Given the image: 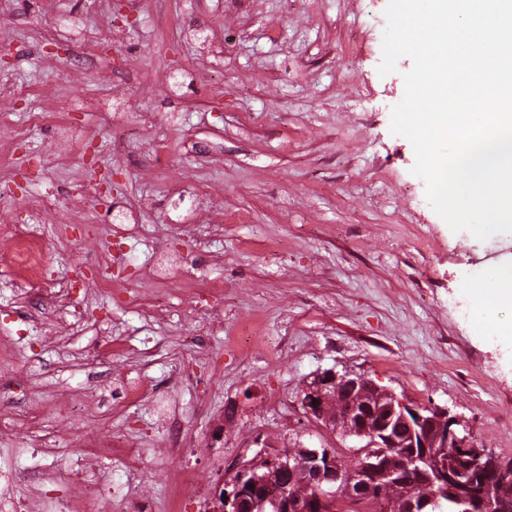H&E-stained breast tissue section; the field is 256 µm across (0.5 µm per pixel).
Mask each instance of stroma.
<instances>
[{
    "instance_id": "35a3bbf8",
    "label": "stroma",
    "mask_w": 512,
    "mask_h": 512,
    "mask_svg": "<svg viewBox=\"0 0 512 512\" xmlns=\"http://www.w3.org/2000/svg\"><path fill=\"white\" fill-rule=\"evenodd\" d=\"M113 3L0 0V221L43 201L56 248L32 284L0 248L11 495L32 512L69 497L71 398L115 438L86 449L104 497L153 512H214L217 470L262 447L324 444L354 468L302 404L329 369L447 409L511 462L512 308L465 282L512 258V235L452 232L412 174L390 130L412 61L378 73L384 0H128L124 23ZM164 404L194 483L169 478Z\"/></svg>"
}]
</instances>
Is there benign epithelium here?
<instances>
[{"label": "benign epithelium", "instance_id": "7a95c632", "mask_svg": "<svg viewBox=\"0 0 512 512\" xmlns=\"http://www.w3.org/2000/svg\"><path fill=\"white\" fill-rule=\"evenodd\" d=\"M333 387L336 391L332 393V398L336 399L337 407L343 408V413L331 419L327 414L331 401L324 400V395ZM350 391L385 405V417L371 428L367 407L360 408L352 403L342 407V399ZM302 403L310 416L330 427L336 426L346 436L365 441L360 449L363 458L359 469L349 477L347 488L340 499L333 491L336 479L341 477L336 449L303 446L278 455L275 469L294 474L301 472L307 476L316 493L314 508L318 512H346L376 497L379 498L382 512H395L397 505L382 499L383 488L377 487V484L397 476V471L392 468L394 449H412L403 458L404 468L407 469L421 459L434 457L438 448L467 450L470 447L467 436L460 433L455 417L449 415L447 410L420 405L400 397L393 390L378 385L366 373L326 370L308 385ZM397 419L408 423L412 429L407 444L392 430V424ZM266 461L267 455L260 452L234 469V479L226 481L224 485L223 512H263L268 506L273 512H292L291 501L281 496L270 500L249 498V490L260 487L262 482L272 478L269 473L260 474V470L267 467ZM463 474L465 470L458 464L450 465L446 458L438 460L436 475L443 488L453 486ZM459 501L466 506V512H512V506L502 502L489 488L474 501L462 497Z\"/></svg>", "mask_w": 512, "mask_h": 512}]
</instances>
